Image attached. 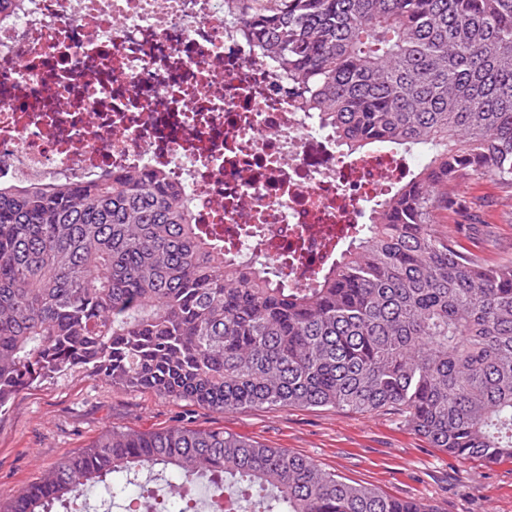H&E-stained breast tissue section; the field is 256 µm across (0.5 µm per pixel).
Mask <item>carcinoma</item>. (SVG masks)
Instances as JSON below:
<instances>
[{
    "instance_id": "carcinoma-1",
    "label": "carcinoma",
    "mask_w": 512,
    "mask_h": 512,
    "mask_svg": "<svg viewBox=\"0 0 512 512\" xmlns=\"http://www.w3.org/2000/svg\"><path fill=\"white\" fill-rule=\"evenodd\" d=\"M297 106L351 153L423 148L370 223L306 288L232 257L158 170L0 183V409L82 370L226 411L399 410L432 447L512 460V262L488 265L435 229L454 188L512 184V0H224ZM176 492L224 475L259 512H438L344 481L313 459L222 430H111L27 484L6 512H48L99 488L125 512L140 473Z\"/></svg>"
}]
</instances>
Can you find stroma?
Here are the masks:
<instances>
[{
	"mask_svg": "<svg viewBox=\"0 0 512 512\" xmlns=\"http://www.w3.org/2000/svg\"><path fill=\"white\" fill-rule=\"evenodd\" d=\"M465 207L438 211L439 233L477 258L512 259V185L484 178L461 183ZM188 425L221 429L311 457L351 483L438 512H512V461L485 466L431 447L384 408L359 414L331 407H254L216 411L133 391L83 372L20 392L0 413V504L109 429L152 432Z\"/></svg>",
	"mask_w": 512,
	"mask_h": 512,
	"instance_id": "obj_1",
	"label": "stroma"
}]
</instances>
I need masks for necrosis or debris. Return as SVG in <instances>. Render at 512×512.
<instances>
[{
    "label": "necrosis or debris",
    "mask_w": 512,
    "mask_h": 512,
    "mask_svg": "<svg viewBox=\"0 0 512 512\" xmlns=\"http://www.w3.org/2000/svg\"><path fill=\"white\" fill-rule=\"evenodd\" d=\"M310 119L224 0H0V182L162 170L304 286L409 167Z\"/></svg>",
    "instance_id": "4bbe7bcc"
}]
</instances>
